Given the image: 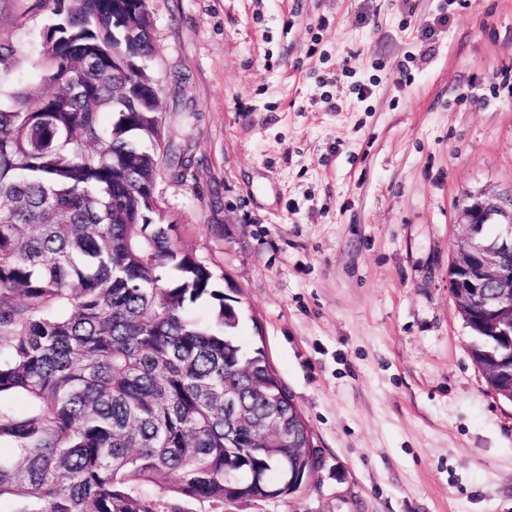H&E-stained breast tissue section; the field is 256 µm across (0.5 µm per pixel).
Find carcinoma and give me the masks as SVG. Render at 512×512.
<instances>
[{"label": "carcinoma", "mask_w": 512, "mask_h": 512, "mask_svg": "<svg viewBox=\"0 0 512 512\" xmlns=\"http://www.w3.org/2000/svg\"><path fill=\"white\" fill-rule=\"evenodd\" d=\"M50 3L39 81L0 89V504L182 512L181 497L286 496L310 468V426L263 348L239 343L213 268L149 202L150 31L127 37L104 0H36ZM203 297L207 325L186 313ZM471 333L478 363L494 339Z\"/></svg>", "instance_id": "carcinoma-1"}]
</instances>
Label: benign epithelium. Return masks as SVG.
<instances>
[{
	"label": "benign epithelium",
	"mask_w": 512,
	"mask_h": 512,
	"mask_svg": "<svg viewBox=\"0 0 512 512\" xmlns=\"http://www.w3.org/2000/svg\"><path fill=\"white\" fill-rule=\"evenodd\" d=\"M463 215L465 232L448 270V286L464 324L475 319L499 338L483 369L497 379L495 394L512 403V372L503 367L512 354V197H474ZM488 224L495 225L492 236Z\"/></svg>",
	"instance_id": "7a95c632"
}]
</instances>
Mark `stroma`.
<instances>
[{
    "mask_svg": "<svg viewBox=\"0 0 512 512\" xmlns=\"http://www.w3.org/2000/svg\"><path fill=\"white\" fill-rule=\"evenodd\" d=\"M149 9L164 143L185 165L155 195L320 450L299 492L184 512H512V404L448 287L464 206L512 197V0ZM49 21L0 0L8 82L38 81Z\"/></svg>",
    "mask_w": 512,
    "mask_h": 512,
    "instance_id": "stroma-1",
    "label": "stroma"
}]
</instances>
